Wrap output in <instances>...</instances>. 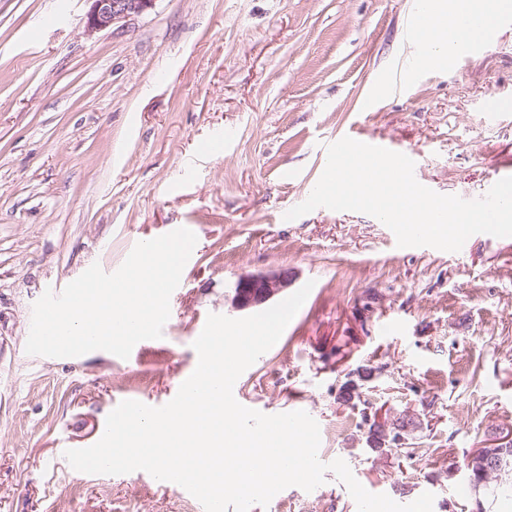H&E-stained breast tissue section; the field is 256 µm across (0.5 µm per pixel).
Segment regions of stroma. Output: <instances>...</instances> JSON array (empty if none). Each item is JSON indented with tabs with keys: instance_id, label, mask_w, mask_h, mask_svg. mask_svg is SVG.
Masks as SVG:
<instances>
[{
	"instance_id": "obj_1",
	"label": "stroma",
	"mask_w": 512,
	"mask_h": 512,
	"mask_svg": "<svg viewBox=\"0 0 512 512\" xmlns=\"http://www.w3.org/2000/svg\"><path fill=\"white\" fill-rule=\"evenodd\" d=\"M91 6L0 0V512H191L180 485L78 475L64 453L91 446L121 401H171L201 321L234 317L240 275L282 268L313 288L237 399L305 409L320 461L343 459L369 492L477 512L484 490L453 486L476 449L512 439V237L444 253L398 247L364 213L284 215L345 136L409 151L418 182L467 200L512 171V110H488L512 103V9L485 48L408 75L416 0H156L94 33ZM217 137L223 152H208ZM174 224L198 245L162 338L125 360L26 353L45 291L95 263L115 272ZM349 381L361 397L340 402ZM367 401L414 418L411 456L369 446ZM251 512L358 508L329 471Z\"/></svg>"
}]
</instances>
